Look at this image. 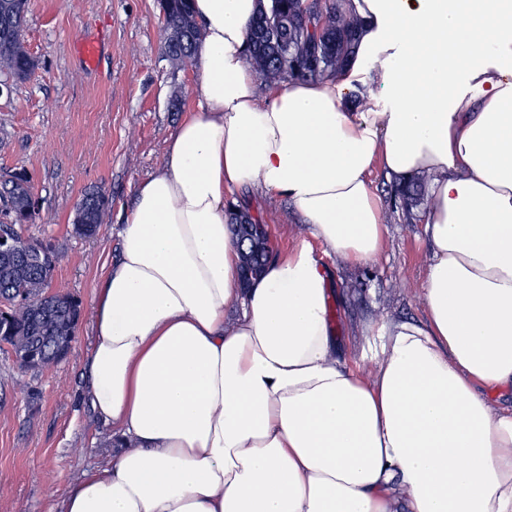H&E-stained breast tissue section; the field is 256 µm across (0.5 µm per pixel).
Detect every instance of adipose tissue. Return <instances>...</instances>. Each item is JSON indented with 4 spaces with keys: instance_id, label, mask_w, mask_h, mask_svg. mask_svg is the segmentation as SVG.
I'll list each match as a JSON object with an SVG mask.
<instances>
[{
    "instance_id": "ef3b65f1",
    "label": "adipose tissue",
    "mask_w": 512,
    "mask_h": 512,
    "mask_svg": "<svg viewBox=\"0 0 512 512\" xmlns=\"http://www.w3.org/2000/svg\"><path fill=\"white\" fill-rule=\"evenodd\" d=\"M268 0H192L197 105L94 292L87 397L122 446L64 512H512V0H348L333 79L260 88ZM426 180L423 319L344 361L307 245L240 285L227 195L292 203L337 260L387 238L373 168Z\"/></svg>"
}]
</instances>
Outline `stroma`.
I'll return each instance as SVG.
<instances>
[{
  "label": "stroma",
  "instance_id": "1",
  "mask_svg": "<svg viewBox=\"0 0 512 512\" xmlns=\"http://www.w3.org/2000/svg\"><path fill=\"white\" fill-rule=\"evenodd\" d=\"M24 39L37 66L23 84L0 90V177L29 174L37 207L22 233L57 245L53 288L76 296L84 314L68 357L54 367H19L0 346V512L62 507L82 473L112 454V427L84 398L94 288L118 256L120 216L160 171L196 102L194 71L175 70L165 56L159 0H29ZM81 39L101 44L95 70H83L75 54ZM370 181L389 233L379 261L361 267L326 256L287 200L254 193L246 201L273 252L308 241L331 268L330 321L348 365L365 375L375 369L360 356L368 327L422 317L428 258L420 211H406L381 171ZM91 186L106 189L109 205L98 234L83 238L72 231L74 205Z\"/></svg>",
  "mask_w": 512,
  "mask_h": 512
}]
</instances>
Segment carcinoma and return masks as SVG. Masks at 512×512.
Segmentation results:
<instances>
[{
  "label": "carcinoma",
  "mask_w": 512,
  "mask_h": 512,
  "mask_svg": "<svg viewBox=\"0 0 512 512\" xmlns=\"http://www.w3.org/2000/svg\"><path fill=\"white\" fill-rule=\"evenodd\" d=\"M346 0H269L251 24L246 58L265 82L333 78L353 52L360 26L345 9ZM29 0H0V85L21 83L36 67L23 36ZM166 54L179 70L197 64L201 32L190 0H161ZM410 210L418 206L417 185L397 186ZM109 200L100 187L83 192L76 205L74 233H98ZM36 200L31 179L14 172L0 180V239L22 236ZM233 235L246 246L241 251V284L249 287L269 260L270 240L265 226L246 209L229 214ZM31 252L0 250V343L15 357L28 356L29 367L46 368L68 356L83 316L81 302L70 293L50 292L58 250L38 242Z\"/></svg>",
  "instance_id": "1"
}]
</instances>
